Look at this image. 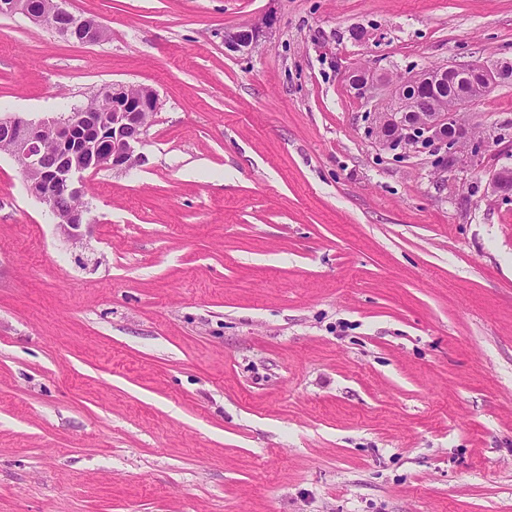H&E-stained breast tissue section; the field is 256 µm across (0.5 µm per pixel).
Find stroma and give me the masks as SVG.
I'll return each instance as SVG.
<instances>
[{
  "mask_svg": "<svg viewBox=\"0 0 512 512\" xmlns=\"http://www.w3.org/2000/svg\"><path fill=\"white\" fill-rule=\"evenodd\" d=\"M66 7L106 40L0 15V113L161 106L75 241L0 154V512H512V84L441 180L344 78L512 58V0ZM263 23H254L251 26L242 27L231 31L224 36V46L230 52L249 54L256 47Z\"/></svg>",
  "mask_w": 512,
  "mask_h": 512,
  "instance_id": "obj_1",
  "label": "stroma"
}]
</instances>
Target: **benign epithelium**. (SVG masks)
I'll return each mask as SVG.
<instances>
[{
	"mask_svg": "<svg viewBox=\"0 0 512 512\" xmlns=\"http://www.w3.org/2000/svg\"><path fill=\"white\" fill-rule=\"evenodd\" d=\"M66 12L62 0H0V15L22 14L40 26H50L54 18ZM78 28L82 42L94 44L105 26L97 20L82 18ZM261 24L254 23L224 36L230 52L248 54L256 47ZM465 79L487 93L506 80H512V59L475 60L467 64H450L433 71L409 72L398 80H387L365 69L349 72L348 82L363 99L376 97L378 87L387 88L386 106L375 113L372 130L391 128L395 134L379 142L391 150L425 149L433 159L434 173L445 178L451 171L466 168L484 170L489 141L471 131H462L456 139L442 135L444 128L461 123L462 112L473 101L466 94L448 99L437 107L429 88L448 82V78ZM102 94L112 103L111 111L98 118L87 112H61L37 120L0 114V149L24 160L23 172L28 193L45 204L56 224L77 238L76 230L87 223L80 210H62L57 191L72 197L82 196L85 174L104 169H129L140 161L137 148L145 145L151 126L150 116L160 109L156 91L148 86L112 83ZM53 141L54 160L47 161V141ZM491 193L502 200H512V181L493 171L488 173Z\"/></svg>",
	"mask_w": 512,
	"mask_h": 512,
	"instance_id": "benign-epithelium-1",
	"label": "benign epithelium"
}]
</instances>
